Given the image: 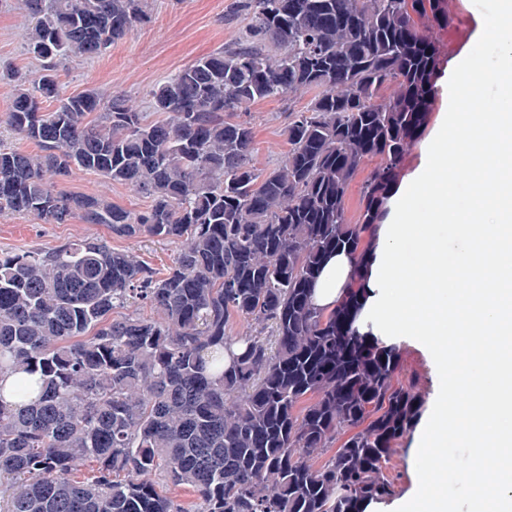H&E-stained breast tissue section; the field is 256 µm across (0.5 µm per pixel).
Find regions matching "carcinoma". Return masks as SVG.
<instances>
[{
    "label": "carcinoma",
    "mask_w": 512,
    "mask_h": 512,
    "mask_svg": "<svg viewBox=\"0 0 512 512\" xmlns=\"http://www.w3.org/2000/svg\"><path fill=\"white\" fill-rule=\"evenodd\" d=\"M448 2L244 0L248 39L166 77L152 119L58 78L61 60L150 22L146 0H22L40 74L0 124L40 152L0 139V212L177 252L162 276L103 240L0 253V373L21 374L17 402L0 397V512H186L170 486L195 512H362L393 493L382 470L422 403L393 383L399 348L361 325L366 234L427 125ZM304 90L282 164L256 168L250 107ZM375 157L351 221L349 186ZM76 171L148 206L57 189ZM332 252L354 277L324 310L311 285ZM234 317L248 334H231Z\"/></svg>",
    "instance_id": "obj_1"
}]
</instances>
